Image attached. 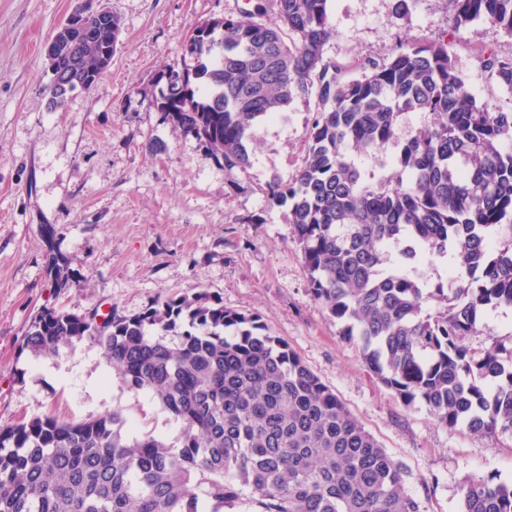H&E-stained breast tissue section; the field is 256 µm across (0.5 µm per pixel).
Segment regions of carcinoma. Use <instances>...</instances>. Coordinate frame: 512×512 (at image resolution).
<instances>
[{
    "label": "carcinoma",
    "instance_id": "cac0c4a2",
    "mask_svg": "<svg viewBox=\"0 0 512 512\" xmlns=\"http://www.w3.org/2000/svg\"><path fill=\"white\" fill-rule=\"evenodd\" d=\"M327 3L251 0L238 16L200 22L183 41L182 95L162 119L244 170L253 124L316 96L303 166L265 189L288 207L313 300L405 406L423 402L448 429L512 432V335L479 355L463 344L488 309L512 305V111L470 92L446 39L406 43L382 62L324 64L336 36ZM448 5L454 27L484 20L512 37V0ZM81 11L117 44L118 16L95 0ZM68 54L62 37L46 86L55 109L104 73L96 49L69 69ZM483 63L512 93V55L491 50ZM416 112L430 125L401 133ZM387 150L390 173L363 166ZM432 255L446 260L452 288L413 274ZM49 272L57 291L69 287L55 253ZM183 316L179 341L153 335ZM85 337L183 424L179 445L130 435L119 409L1 425L0 512H198L201 495L210 512H424L404 468L258 315L205 292L134 315L45 307L25 348L54 356ZM462 512H512V484L469 477Z\"/></svg>",
    "mask_w": 512,
    "mask_h": 512
}]
</instances>
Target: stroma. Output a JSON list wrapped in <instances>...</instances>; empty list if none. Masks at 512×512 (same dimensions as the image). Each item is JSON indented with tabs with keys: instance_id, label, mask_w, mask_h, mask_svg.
Instances as JSON below:
<instances>
[{
	"instance_id": "obj_1",
	"label": "stroma",
	"mask_w": 512,
	"mask_h": 512,
	"mask_svg": "<svg viewBox=\"0 0 512 512\" xmlns=\"http://www.w3.org/2000/svg\"><path fill=\"white\" fill-rule=\"evenodd\" d=\"M82 0H0V425L48 414L82 421L122 410L134 434L177 443L182 425L145 390L127 387L98 343L50 357L23 344L43 307L124 315L167 298L220 299L260 316L330 387L390 457L425 512H461L468 476L512 483V433L492 437L438 425L407 407L364 363L355 342L313 300L288 211L263 188L302 165L316 107L296 100L283 119L252 129L251 165L224 170L199 142L162 120L160 75L184 65L181 44L200 22L240 13L246 0H103L121 20L112 63L96 85L50 109L45 43ZM336 36L329 64L382 60L402 39L448 38L480 100L512 109V93L484 69L512 37L477 21L452 28L447 0H328ZM160 151H150V143ZM70 286L54 295L50 254Z\"/></svg>"
}]
</instances>
